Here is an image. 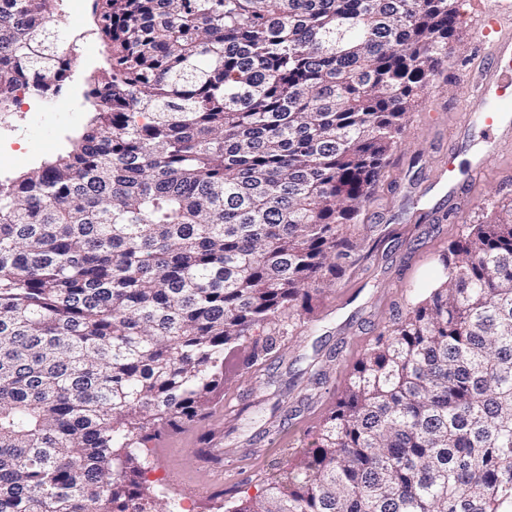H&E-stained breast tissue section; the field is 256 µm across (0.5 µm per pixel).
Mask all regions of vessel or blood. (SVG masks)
<instances>
[{
    "label": "vessel or blood",
    "mask_w": 512,
    "mask_h": 512,
    "mask_svg": "<svg viewBox=\"0 0 512 512\" xmlns=\"http://www.w3.org/2000/svg\"><path fill=\"white\" fill-rule=\"evenodd\" d=\"M505 18L490 10L478 20L476 38L484 49L475 84V100L468 110L466 129H481L483 147L470 161L472 175H479L488 159L499 151L504 138L512 137V36L503 31Z\"/></svg>",
    "instance_id": "vessel-or-blood-1"
}]
</instances>
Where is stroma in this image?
I'll return each instance as SVG.
<instances>
[{
	"instance_id": "35a3bbf8",
	"label": "stroma",
	"mask_w": 512,
	"mask_h": 512,
	"mask_svg": "<svg viewBox=\"0 0 512 512\" xmlns=\"http://www.w3.org/2000/svg\"><path fill=\"white\" fill-rule=\"evenodd\" d=\"M488 1L462 0L458 37L447 62L410 112L381 183L346 228L358 250L341 277L314 297L310 313L290 310L265 327V335L276 339L275 374L251 364V348L243 346L225 362L224 388L207 414L171 434L167 460L154 461L149 481L174 488L188 512H217V493L256 494L259 483L299 463L352 365L399 307L436 285L443 271L440 259L464 226L512 205V147L491 157L474 178L465 172L466 145L454 143V130L472 99L467 76L480 60L473 28ZM54 24L70 35L73 77L54 96L22 92L0 111V178H18L66 154L92 118L84 93L108 53L88 0H60ZM452 162L469 201L463 208L434 184ZM339 342L344 345L340 360L327 361ZM314 364L325 367L327 384L309 383ZM217 447L224 450V474L207 483L203 474Z\"/></svg>"
}]
</instances>
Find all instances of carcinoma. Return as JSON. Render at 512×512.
I'll return each instance as SVG.
<instances>
[{"label":"carcinoma","mask_w":512,"mask_h":512,"mask_svg":"<svg viewBox=\"0 0 512 512\" xmlns=\"http://www.w3.org/2000/svg\"><path fill=\"white\" fill-rule=\"evenodd\" d=\"M59 0H0V110L75 64ZM72 149L0 180V512H176L149 442L343 271L460 0H91ZM350 370L298 467L224 512H512V210Z\"/></svg>","instance_id":"cac0c4a2"}]
</instances>
